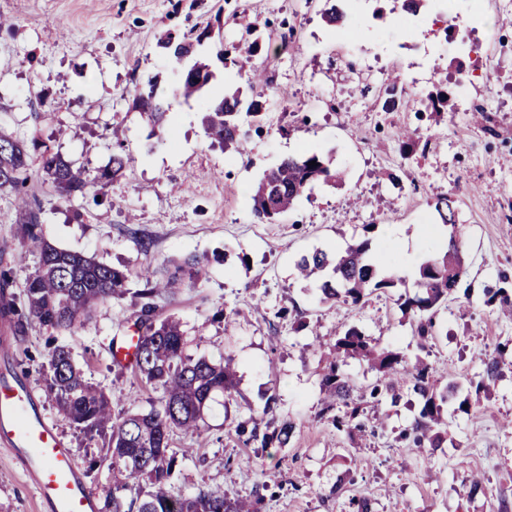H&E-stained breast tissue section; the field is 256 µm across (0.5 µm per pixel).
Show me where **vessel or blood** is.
<instances>
[{"mask_svg": "<svg viewBox=\"0 0 512 512\" xmlns=\"http://www.w3.org/2000/svg\"><path fill=\"white\" fill-rule=\"evenodd\" d=\"M0 446L14 455L43 512H99L79 466L40 407L33 387L0 373Z\"/></svg>", "mask_w": 512, "mask_h": 512, "instance_id": "1", "label": "vessel or blood"}]
</instances>
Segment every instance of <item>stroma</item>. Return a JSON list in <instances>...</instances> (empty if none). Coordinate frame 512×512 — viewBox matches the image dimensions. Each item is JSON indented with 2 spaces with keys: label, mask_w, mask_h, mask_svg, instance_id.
<instances>
[{
  "label": "stroma",
  "mask_w": 512,
  "mask_h": 512,
  "mask_svg": "<svg viewBox=\"0 0 512 512\" xmlns=\"http://www.w3.org/2000/svg\"><path fill=\"white\" fill-rule=\"evenodd\" d=\"M480 21L494 36L493 86L476 85L475 99L494 96L498 109L437 116L416 108L385 112L386 82L366 80L357 49L384 39L406 43L404 72L425 50L439 74L456 77L462 54L430 21L395 11L392 0L357 9L345 0L347 24L328 26L326 0H0L11 20L0 28V130L31 151L28 198L40 203L41 232L53 245L127 267L129 287L145 266L200 260L199 275L159 317L183 323L185 353L213 363L232 357L236 388L215 394L194 434L173 431L178 457L173 486L191 496L204 489L260 496V512H350L352 496L369 497L374 512H495L512 499V318L493 290L512 293V14L495 0H477ZM232 44L252 36L269 84L262 127L244 126L240 148L211 143L202 119L225 92L253 95L237 66L212 61L214 79L184 99L158 46L166 35L195 39L203 30ZM396 73L392 58L377 63ZM156 79L166 109L163 127L134 110L135 93ZM61 153L90 173L127 164L103 190L70 202L58 198L41 169L42 151ZM315 152L344 173L342 183H318L274 223L252 214L251 188L285 157ZM455 201L456 227L435 210L439 195ZM461 234L466 273L454 300L436 317L435 339L419 348L416 321L398 298L416 268L443 253ZM369 242L404 279L359 306L320 302L315 284L299 277L301 256ZM15 278L17 304L38 264L21 231L12 191L0 190V247ZM130 297L96 307L88 325L56 331L29 325L15 337V368L32 384L54 429L68 444L94 494L109 482L102 439L87 440L58 410L43 372L54 346H66L84 377L112 397L113 413L146 412L158 392L112 357L130 328ZM357 326L408 359L422 357L437 385L477 377L479 355L505 344L501 376L471 395L456 413L442 448L422 451L398 435L418 416L420 398L398 381V404L363 393L378 377L366 361L343 370L364 399V431L337 429L323 413V380L338 333ZM290 421L285 447H262L248 432H272ZM485 492L468 498L472 478ZM0 512H40L35 492L8 449L0 447Z\"/></svg>",
  "instance_id": "stroma-1"
}]
</instances>
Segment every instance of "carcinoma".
<instances>
[{
	"label": "carcinoma",
	"instance_id": "carcinoma-1",
	"mask_svg": "<svg viewBox=\"0 0 512 512\" xmlns=\"http://www.w3.org/2000/svg\"><path fill=\"white\" fill-rule=\"evenodd\" d=\"M242 57L240 69L246 72L256 97L245 102L240 92L226 94L213 101L203 120L206 136L228 148L243 145L244 124H258L263 120L261 88L267 85L265 68L259 62L258 41L236 47ZM178 78V90L186 99L195 96L202 84L213 77L207 58H197L187 64L178 55H169ZM162 102L155 97V84L135 94L133 107L150 113L154 124L160 126L166 112H158L152 105ZM426 111L441 114L452 107V95L442 90L420 102ZM30 154L26 147L12 136L0 131V189H10L20 196L27 195L25 184ZM316 165H310V162ZM126 164L121 154L112 156V170L91 176L76 167L61 154L42 155L41 167L49 176L59 197L69 201L85 194L88 188L104 189L111 178L120 175ZM336 170L316 153L289 156L263 174L252 188L254 216L261 222H272L287 212L312 185L318 182H336ZM455 201L447 196L439 198L436 210L443 223L456 227ZM23 234L39 250L40 263L26 283L24 306L16 303L12 291L14 279L11 268H0V299L9 294L6 304L0 302V317L10 316L14 335H19L33 322L54 330H67L85 324L93 309L112 298L131 294L135 311L130 316L137 336L132 368L155 389L161 391L159 406L146 413L115 416L112 402L104 391L88 382L76 367L70 350L57 345L50 352L44 383L48 394L58 408L90 440H107L106 453L100 462L107 464L110 480L103 489L101 512H256L253 502L227 493L199 491L193 497L177 494L171 478L177 451L170 448V433L178 428L186 433L200 430L203 410L212 395L228 393L234 387L235 373L231 360L216 365L204 358L197 360L184 355L186 339L179 321L158 319L156 310L167 302L183 285L184 279L197 275L198 259L188 258L170 271L156 272L145 268L139 274L140 285L127 288L129 271L108 266L86 255L60 249L37 233L40 211L24 203L22 207ZM461 249H448L443 255L431 257L419 268L415 291L404 295L401 307L417 315V335L426 341L439 307L448 301V283L460 282L464 262ZM382 259L370 254L367 242L350 245L335 255L315 250L302 256L297 267L306 278L316 281L323 302L358 306L365 298L381 288L395 286L391 278L380 277ZM504 350L496 347L481 359L480 380L464 384L453 382L440 391L429 375V368L421 358L410 362L404 356L372 346L364 333L353 326L336 339V358L363 356L378 369L381 376L371 386L369 396L381 401L385 395L391 402L398 395L388 378L404 374L411 388L421 399V409L411 427L401 439L416 448H438L442 432L448 426L449 411H465L469 398H459L465 386L484 387L495 381L500 373ZM329 401L324 410L343 409L336 417V427L365 428L361 420L362 408L353 402L354 386L337 368L325 378ZM295 426L283 422L279 429L263 436L252 428L251 439H261L266 447L272 442L281 446L290 441Z\"/></svg>",
	"mask_w": 512,
	"mask_h": 512
}]
</instances>
